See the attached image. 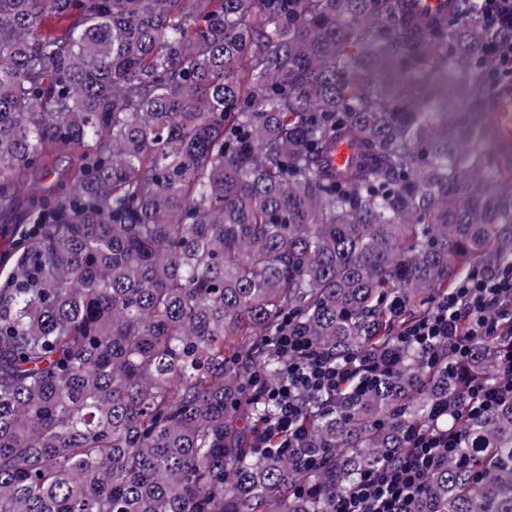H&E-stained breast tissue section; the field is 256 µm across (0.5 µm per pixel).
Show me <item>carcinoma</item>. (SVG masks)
Returning a JSON list of instances; mask_svg holds the SVG:
<instances>
[{
    "label": "carcinoma",
    "instance_id": "1",
    "mask_svg": "<svg viewBox=\"0 0 512 512\" xmlns=\"http://www.w3.org/2000/svg\"><path fill=\"white\" fill-rule=\"evenodd\" d=\"M403 3L0 0V210L39 226L0 257V512H336L494 376L508 336L409 351L304 397L292 453L255 388L283 376L288 322L380 356L459 277L512 263V157L433 95L464 74L486 111L496 33L417 28ZM343 137L362 163L338 176ZM459 432L467 460L418 512H512V402Z\"/></svg>",
    "mask_w": 512,
    "mask_h": 512
}]
</instances>
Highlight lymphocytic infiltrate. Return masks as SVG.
Here are the masks:
<instances>
[{"label": "lymphocytic infiltrate", "mask_w": 512, "mask_h": 512, "mask_svg": "<svg viewBox=\"0 0 512 512\" xmlns=\"http://www.w3.org/2000/svg\"><path fill=\"white\" fill-rule=\"evenodd\" d=\"M467 11L500 38L483 50L490 90L512 86V0H464ZM512 336V267L490 275L471 273L459 278L448 291L438 294L426 312L408 322L399 333L398 350L414 348L432 352L447 343L451 353L466 357L475 337ZM276 347L286 363L282 381L260 386L261 394L278 405L275 428L288 438L289 447H299L304 431L300 420V397L310 393L336 397L349 383L369 385L376 374L389 369L391 358L369 356L342 361L313 347L295 331L278 336ZM512 400V353L506 354L494 383L472 386L464 401L468 416L488 413ZM433 426L416 434L412 448L390 464L362 472L339 501L338 512H417L416 504L428 473L448 461L461 459L456 418L445 405L433 412Z\"/></svg>", "instance_id": "f902f5d3"}]
</instances>
